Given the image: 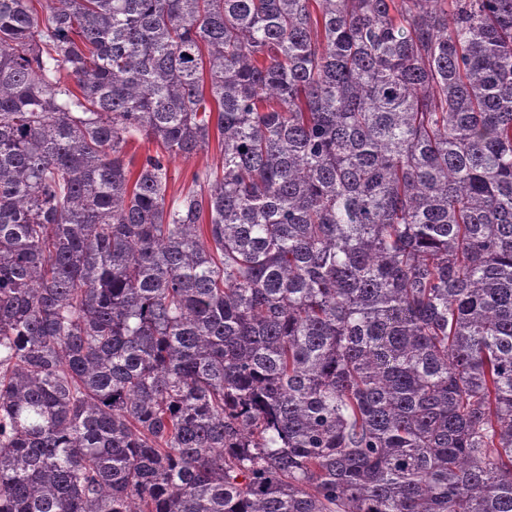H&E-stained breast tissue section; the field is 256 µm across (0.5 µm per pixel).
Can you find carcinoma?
<instances>
[{
	"label": "carcinoma",
	"mask_w": 512,
	"mask_h": 512,
	"mask_svg": "<svg viewBox=\"0 0 512 512\" xmlns=\"http://www.w3.org/2000/svg\"><path fill=\"white\" fill-rule=\"evenodd\" d=\"M0 512H512V0H0ZM223 153L214 136L210 141L208 150L188 159L176 158L169 162V189L167 200L177 197L186 191L192 183L194 173L201 172L207 167H215L222 162Z\"/></svg>",
	"instance_id": "1"
}]
</instances>
